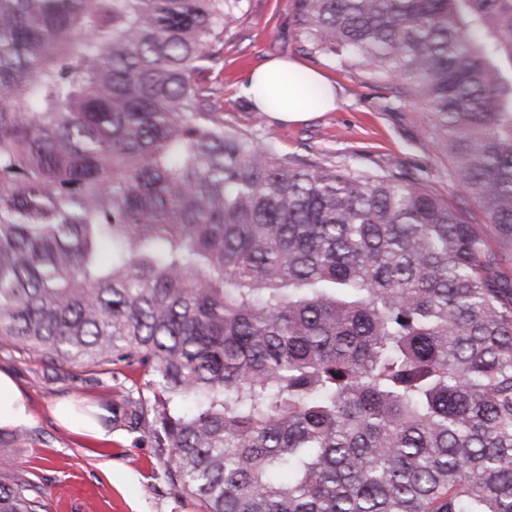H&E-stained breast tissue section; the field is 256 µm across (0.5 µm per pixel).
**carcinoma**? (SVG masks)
I'll use <instances>...</instances> for the list:
<instances>
[{
	"label": "carcinoma",
	"instance_id": "obj_1",
	"mask_svg": "<svg viewBox=\"0 0 512 512\" xmlns=\"http://www.w3.org/2000/svg\"><path fill=\"white\" fill-rule=\"evenodd\" d=\"M243 2L0 0V343L152 376L130 427L200 512H512V0H292L454 198L224 125Z\"/></svg>",
	"mask_w": 512,
	"mask_h": 512
}]
</instances>
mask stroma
I'll use <instances>...</instances> for the list:
<instances>
[{"label":"stroma","mask_w":512,"mask_h":512,"mask_svg":"<svg viewBox=\"0 0 512 512\" xmlns=\"http://www.w3.org/2000/svg\"><path fill=\"white\" fill-rule=\"evenodd\" d=\"M286 56L322 70L342 100L339 109L284 123L255 111L242 91L250 72L266 58ZM225 125L254 135L282 153L363 167L388 161L423 179L442 195L457 193L448 179L447 155L425 150L430 114L418 101L397 112L377 108L386 89L353 59L308 52L292 23L290 0H245L240 21L224 33L217 64L202 75ZM0 371L11 374L27 401L30 420L23 440L0 447V475L39 485L50 512H198L164 476V458L126 427L116 382L143 386L142 372L113 379L108 366L52 365L39 355L0 344ZM74 403L79 414H101L120 435L106 443L71 433L59 424L55 406Z\"/></svg>","instance_id":"stroma-1"}]
</instances>
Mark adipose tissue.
Masks as SVG:
<instances>
[{"label": "adipose tissue", "instance_id": "adipose-tissue-1", "mask_svg": "<svg viewBox=\"0 0 512 512\" xmlns=\"http://www.w3.org/2000/svg\"><path fill=\"white\" fill-rule=\"evenodd\" d=\"M250 103L266 109L270 99H277L273 109L276 119L296 122L315 112H328L340 103L332 85L317 70L295 59L272 57L251 73L244 86Z\"/></svg>", "mask_w": 512, "mask_h": 512}]
</instances>
